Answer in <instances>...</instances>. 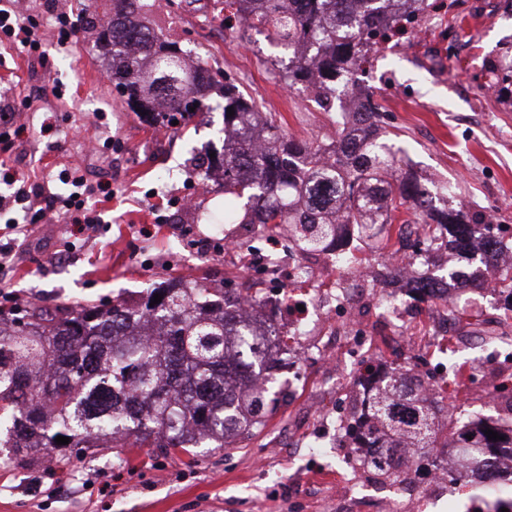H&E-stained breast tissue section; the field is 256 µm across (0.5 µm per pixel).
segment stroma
I'll return each instance as SVG.
<instances>
[{
	"label": "stroma",
	"mask_w": 512,
	"mask_h": 512,
	"mask_svg": "<svg viewBox=\"0 0 512 512\" xmlns=\"http://www.w3.org/2000/svg\"><path fill=\"white\" fill-rule=\"evenodd\" d=\"M106 0H23L39 26L46 63L0 47V93L14 94L15 110L0 118V132L25 125L23 136L0 141L17 177L68 187L62 170L77 167L89 182L108 181L114 195L94 194L87 205L100 222L91 235L77 233L63 207L46 224L18 227L12 254L0 273V308L48 310L76 303H110L181 278L185 267L206 273L210 287L235 294L242 286L236 264L206 260L201 244L218 232L213 214L234 205L224 184L211 182L192 209L183 195L198 181L191 156L221 152L224 118L214 109L156 141V126L132 112L108 78L112 59L81 28L73 51L56 50V12L72 9L96 17ZM209 0H163L155 21L163 33L262 100L293 139L312 142L335 124L332 112L308 110L301 88L284 87L268 70L275 49L264 33L244 38L226 32ZM512 0H436L398 44L379 54L362 81L384 105L387 140L425 182L448 185L465 209L490 215L512 246ZM61 96H53V86ZM56 126L42 132L43 108ZM108 122L94 147L83 134L97 119ZM324 375L308 366L303 381L276 380L277 402L265 423L224 448L203 449L196 462L156 448H116L112 453L0 464V512H335L319 487L366 472L356 456L302 457L289 449L270 454L273 438L288 428L305 393Z\"/></svg>",
	"instance_id": "stroma-1"
}]
</instances>
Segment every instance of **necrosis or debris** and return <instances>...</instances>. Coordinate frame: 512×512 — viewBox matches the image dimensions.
<instances>
[{
    "label": "necrosis or debris",
    "instance_id": "4bbe7bcc",
    "mask_svg": "<svg viewBox=\"0 0 512 512\" xmlns=\"http://www.w3.org/2000/svg\"><path fill=\"white\" fill-rule=\"evenodd\" d=\"M224 254L240 257L244 282H255L228 312L235 325H250L267 333L260 352L298 378L306 360H314L331 373V384L343 388L348 378L359 382L385 370L404 376L411 356L425 358L428 399L446 397L449 388L480 396L498 418L512 416V396L500 391L512 363V344L475 337L496 361L478 359L459 363L448 336L449 289L425 287L421 271L441 272L448 267L443 248L405 254L390 245L379 263L336 262L337 247L284 264L279 235L266 234L252 224L238 225L223 241ZM414 448L399 449L392 458L400 482L380 493L357 481H341L336 487V512H352L365 498L376 500V512H427L450 491L507 483L512 478V455L496 456L491 474L473 472L465 455L442 448L423 479L415 477Z\"/></svg>",
    "mask_w": 512,
    "mask_h": 512
}]
</instances>
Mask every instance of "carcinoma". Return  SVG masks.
I'll return each mask as SVG.
<instances>
[{"instance_id":"cac0c4a2","label":"carcinoma","mask_w":512,"mask_h":512,"mask_svg":"<svg viewBox=\"0 0 512 512\" xmlns=\"http://www.w3.org/2000/svg\"><path fill=\"white\" fill-rule=\"evenodd\" d=\"M213 0L212 13L235 19L239 37L249 29L280 48L270 61L282 84L302 86L307 102L329 112L350 109V121H336L333 143L302 142L286 136L276 117L239 91L219 69L190 68L189 51L155 27L159 0H110L109 21L97 42L112 51V79L128 107L152 123L186 124L213 109L209 92L224 85V191L243 200V213L224 212L226 224H261L276 232L288 225V246L313 254L336 241L338 226L356 225L357 239H373L377 224H425L426 242L446 232L462 243L485 239L487 250L472 287H483V270L493 265L501 241L486 218L463 207H438L435 193L413 174L389 179L397 152L385 142L383 106L359 88L357 74L379 46L400 40L427 0ZM234 110L229 115L227 108ZM162 296L153 305L154 295ZM222 288L172 280L136 299L110 305H76L57 314L36 306L19 316L0 310V447L13 457L31 448L59 462L72 448L96 453L120 444L148 445L196 461L197 449L227 445L226 432L245 435L263 423L275 399L255 363L227 365V336L234 331L247 348L250 331L235 327ZM473 301L449 308L455 320L477 318ZM141 320L164 331L147 342L126 335ZM367 416L377 422L384 446L363 459L375 476L394 479L390 454L409 438L423 455L439 447L434 403L391 377L370 390ZM502 436L490 440L485 430ZM455 447L479 470L492 467L498 452H512V421L500 426L479 416L453 425ZM70 439L59 445L56 437Z\"/></svg>"}]
</instances>
